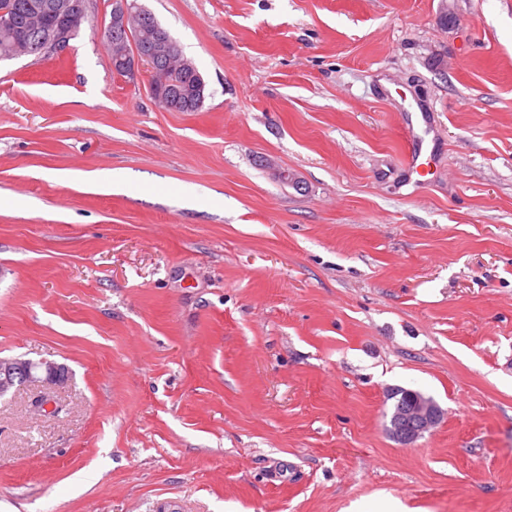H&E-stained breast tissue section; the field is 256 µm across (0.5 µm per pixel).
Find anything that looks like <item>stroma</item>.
I'll use <instances>...</instances> for the list:
<instances>
[{"mask_svg": "<svg viewBox=\"0 0 512 512\" xmlns=\"http://www.w3.org/2000/svg\"><path fill=\"white\" fill-rule=\"evenodd\" d=\"M139 3L200 111L112 0L0 63V357L69 370L0 397V512H512V0ZM113 13L112 20L109 26V31L111 34V41L117 38L120 33L128 32V22L132 19L142 18L144 14L142 13V7L137 3L136 0H114L113 1ZM108 31L107 28H104L105 37L107 39L106 33ZM111 41L107 39V42L111 51ZM113 43V41H112ZM114 54L111 51V60L113 59ZM150 30L148 26L137 21L131 29L132 40L127 38L126 41L122 42L124 47L132 52L131 41L135 44L143 45V43L149 41L152 37L147 34ZM180 48L175 40L167 33L155 29L152 39L146 43L139 52H135L134 56L121 53L115 56V58L121 63L123 73H125L129 79H134L139 67H143L147 72L151 73L154 71L158 62L164 63L167 61L172 63L175 57L181 56L182 48L181 50ZM182 54L187 62V67L183 70L173 65L172 72L175 74V77L168 75V79L173 82V85H175L178 90L182 86L200 80V77H202L197 67L185 56L183 51ZM152 82H155V75L151 73L150 83ZM414 394H422L420 391L407 388H397L390 394V399L397 400L395 414L390 416L389 432L398 443L408 446L414 444L425 432L435 427L442 419L443 412L437 403L429 397L414 396L406 401V398ZM401 402L402 404H398Z\"/></svg>", "mask_w": 512, "mask_h": 512, "instance_id": "35a3bbf8", "label": "stroma"}]
</instances>
